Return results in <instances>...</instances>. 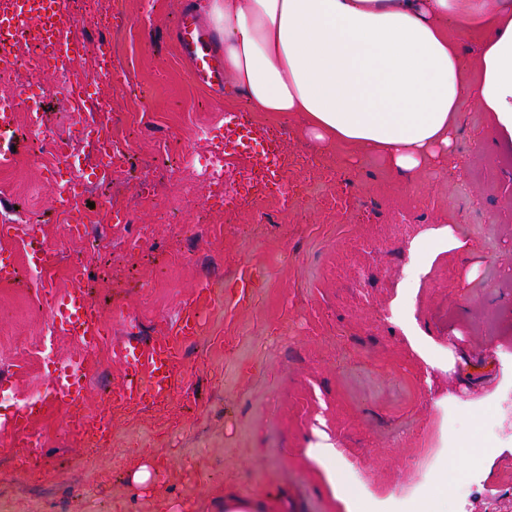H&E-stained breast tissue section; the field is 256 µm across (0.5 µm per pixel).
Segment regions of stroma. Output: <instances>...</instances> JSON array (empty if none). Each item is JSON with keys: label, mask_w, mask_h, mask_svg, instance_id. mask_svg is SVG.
Wrapping results in <instances>:
<instances>
[{"label": "stroma", "mask_w": 512, "mask_h": 512, "mask_svg": "<svg viewBox=\"0 0 512 512\" xmlns=\"http://www.w3.org/2000/svg\"><path fill=\"white\" fill-rule=\"evenodd\" d=\"M193 0H95L66 76L18 67L0 97L42 92L46 147L22 138L0 168V222L38 225L49 260L0 283V423L47 390L53 363L82 351L54 327L47 293L82 288L104 339L86 358L81 411L112 416L107 442L73 433L65 407L36 416L19 447L0 438V512H220L225 493L275 495L278 512H339L308 451L328 436L360 494L399 512L456 479L450 457L491 437L472 485L448 512H512V154L465 106L447 164L406 178L382 156L311 139L299 117L249 113L281 138L287 204L216 203L191 156L219 146L242 102L193 80L175 39ZM112 42L115 81L97 75ZM81 78L112 110L75 112ZM108 120L131 166L87 190L76 238L55 196L56 147ZM335 181L318 183L319 169ZM123 212L126 223L111 221ZM427 244L431 255L415 252ZM414 294H406L409 281ZM210 298L177 369L183 389L136 408L109 405L129 332L161 335L197 288ZM141 464L157 482L131 480Z\"/></svg>", "instance_id": "1"}]
</instances>
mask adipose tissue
<instances>
[{"instance_id": "adipose-tissue-1", "label": "adipose tissue", "mask_w": 512, "mask_h": 512, "mask_svg": "<svg viewBox=\"0 0 512 512\" xmlns=\"http://www.w3.org/2000/svg\"><path fill=\"white\" fill-rule=\"evenodd\" d=\"M231 96L299 114L328 146L384 155L413 175L453 150L463 101L512 145V0H199ZM475 39L476 63L460 52ZM343 512L362 508L333 445L310 449Z\"/></svg>"}]
</instances>
